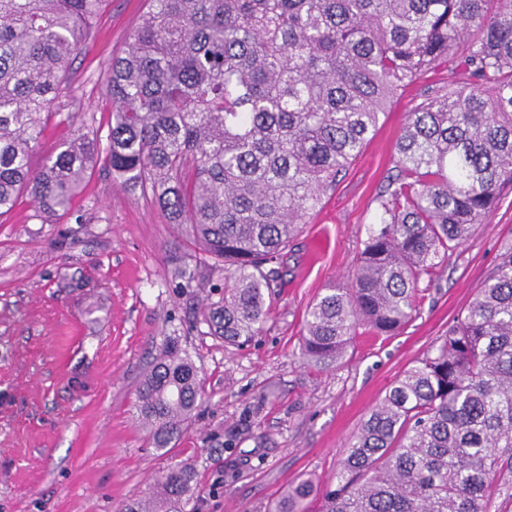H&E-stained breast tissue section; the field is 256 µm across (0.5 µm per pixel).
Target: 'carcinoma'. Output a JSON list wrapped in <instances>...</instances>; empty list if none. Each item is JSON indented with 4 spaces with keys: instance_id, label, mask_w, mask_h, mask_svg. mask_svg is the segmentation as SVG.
<instances>
[{
    "instance_id": "1",
    "label": "carcinoma",
    "mask_w": 512,
    "mask_h": 512,
    "mask_svg": "<svg viewBox=\"0 0 512 512\" xmlns=\"http://www.w3.org/2000/svg\"><path fill=\"white\" fill-rule=\"evenodd\" d=\"M103 0H0V216L26 195L66 212L103 162L112 183L151 195L171 224L224 266L202 320L244 346L262 334L283 255L362 153L388 102L445 69L397 137L395 174L357 264L306 311L301 354L325 368L356 336L392 335L417 292L486 223L512 185V0H150L104 87L106 138L79 125L38 168L43 115ZM199 370L170 341L136 410L168 447L202 399ZM512 473V243L425 358L403 371L347 446L324 489L301 476L270 512H488ZM192 481L165 474V512ZM321 499L314 511L310 504Z\"/></svg>"
}]
</instances>
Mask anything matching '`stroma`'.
<instances>
[{
	"label": "stroma",
	"instance_id": "1",
	"mask_svg": "<svg viewBox=\"0 0 512 512\" xmlns=\"http://www.w3.org/2000/svg\"><path fill=\"white\" fill-rule=\"evenodd\" d=\"M148 9L105 0L74 60L70 97L47 117L31 163L40 166L82 121L107 135L102 83ZM418 92L394 98L379 130L303 225L273 284L262 335L225 344L202 322L224 289L223 269L140 192L113 186L96 165L67 215L49 221L28 197L0 217V512H123L158 479L190 467L182 512H268L299 475L334 481L346 445L401 372L437 344L512 241V190L440 278L419 293L415 319L393 336L357 338L344 361L306 364L309 304L347 280L377 215L399 130ZM196 366L204 399L168 448L136 416L137 391L164 345ZM256 412L233 446L224 433Z\"/></svg>",
	"mask_w": 512,
	"mask_h": 512
}]
</instances>
